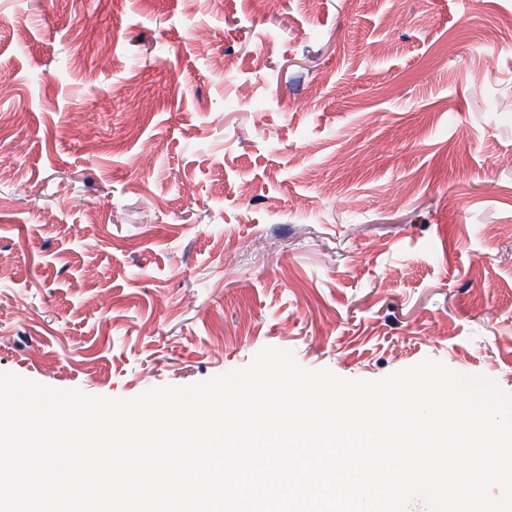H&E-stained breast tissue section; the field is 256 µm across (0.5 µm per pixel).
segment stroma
Here are the masks:
<instances>
[{
  "instance_id": "1",
  "label": "stroma",
  "mask_w": 512,
  "mask_h": 512,
  "mask_svg": "<svg viewBox=\"0 0 512 512\" xmlns=\"http://www.w3.org/2000/svg\"><path fill=\"white\" fill-rule=\"evenodd\" d=\"M512 0H0V372L262 348L512 393Z\"/></svg>"
}]
</instances>
